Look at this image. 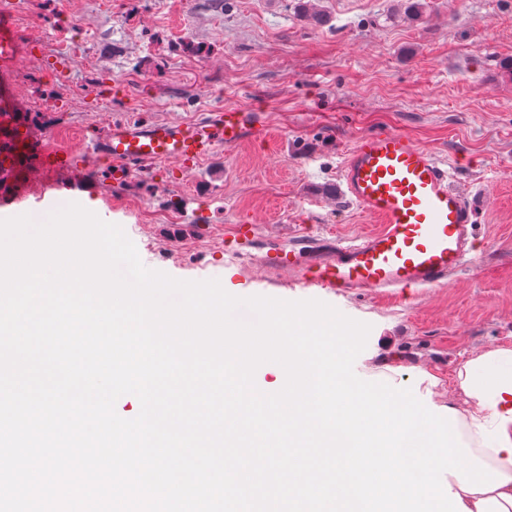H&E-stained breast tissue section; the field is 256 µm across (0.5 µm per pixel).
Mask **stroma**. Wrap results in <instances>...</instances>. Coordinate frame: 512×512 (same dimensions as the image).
I'll return each instance as SVG.
<instances>
[{
	"instance_id": "1",
	"label": "stroma",
	"mask_w": 512,
	"mask_h": 512,
	"mask_svg": "<svg viewBox=\"0 0 512 512\" xmlns=\"http://www.w3.org/2000/svg\"><path fill=\"white\" fill-rule=\"evenodd\" d=\"M408 20L402 0H19L0 8L19 37L0 78L14 87L43 149L89 147L115 121H179L226 106L255 107L264 139L220 151L192 169L171 161L115 184L107 160L79 156L70 192L114 224L135 225L145 267L185 281L219 280L238 297L318 298L370 324L355 374L411 388L433 413L448 409L456 367L476 349L512 347V0H422ZM77 14L84 44L63 58L54 18ZM112 88L99 110L95 91ZM58 95L72 126L35 102ZM402 131L454 164V186L474 204L476 250L441 285L344 300L293 289L267 251L332 235L355 240L376 220L344 194L340 168L359 139ZM172 209L175 224L146 220ZM251 227L237 252L236 225Z\"/></svg>"
}]
</instances>
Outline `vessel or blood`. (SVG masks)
Listing matches in <instances>:
<instances>
[{"label": "vessel or blood", "mask_w": 512, "mask_h": 512, "mask_svg": "<svg viewBox=\"0 0 512 512\" xmlns=\"http://www.w3.org/2000/svg\"><path fill=\"white\" fill-rule=\"evenodd\" d=\"M266 134L261 112L227 107L180 122H123L97 138L90 155L108 159L112 179L121 182L150 164L176 161L194 166L217 150L231 149ZM56 204L62 174L72 172L70 151H42L30 132L9 84L0 83V216L26 203L33 191L31 160ZM453 166L418 145L408 134L379 131L364 136L343 159L340 179L346 194L378 223L358 241L323 237L275 254L287 266L290 285L345 298L369 289L401 294L433 288L470 260L475 210L453 186Z\"/></svg>", "instance_id": "obj_1"}]
</instances>
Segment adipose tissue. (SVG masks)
Masks as SVG:
<instances>
[{
  "mask_svg": "<svg viewBox=\"0 0 512 512\" xmlns=\"http://www.w3.org/2000/svg\"><path fill=\"white\" fill-rule=\"evenodd\" d=\"M455 429L468 455L506 476L505 485L487 493L463 491L447 476L467 512H512V348L474 350L456 369L453 397Z\"/></svg>",
  "mask_w": 512,
  "mask_h": 512,
  "instance_id": "obj_1",
  "label": "adipose tissue"
}]
</instances>
